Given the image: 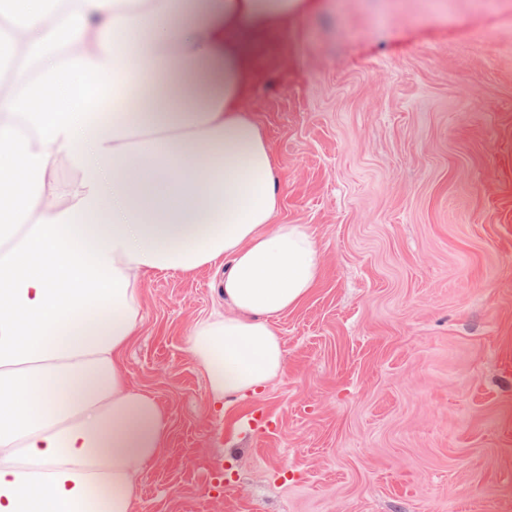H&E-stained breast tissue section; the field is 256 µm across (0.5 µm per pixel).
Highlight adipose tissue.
Returning a JSON list of instances; mask_svg holds the SVG:
<instances>
[{"label": "adipose tissue", "instance_id": "1", "mask_svg": "<svg viewBox=\"0 0 512 512\" xmlns=\"http://www.w3.org/2000/svg\"><path fill=\"white\" fill-rule=\"evenodd\" d=\"M319 0H0V512H134L169 435L122 355L141 278L223 263L185 349L214 402L284 370L274 319L320 249L278 224L259 53ZM81 46L59 58L58 36ZM66 155L78 177L55 178ZM61 198L64 210L48 207Z\"/></svg>", "mask_w": 512, "mask_h": 512}]
</instances>
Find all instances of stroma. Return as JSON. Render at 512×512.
<instances>
[{"mask_svg":"<svg viewBox=\"0 0 512 512\" xmlns=\"http://www.w3.org/2000/svg\"><path fill=\"white\" fill-rule=\"evenodd\" d=\"M243 107L318 277L222 411L184 348L221 268L143 277L124 366L170 436L136 512H512V0H323Z\"/></svg>","mask_w":512,"mask_h":512,"instance_id":"stroma-1","label":"stroma"}]
</instances>
